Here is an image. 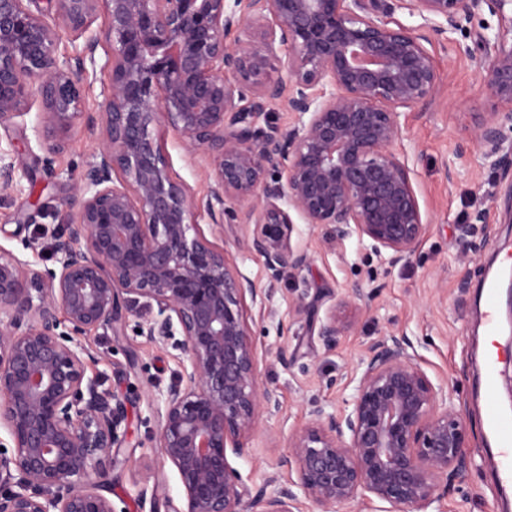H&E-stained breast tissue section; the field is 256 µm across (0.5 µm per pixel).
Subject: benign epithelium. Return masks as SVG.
<instances>
[{
  "mask_svg": "<svg viewBox=\"0 0 512 512\" xmlns=\"http://www.w3.org/2000/svg\"><path fill=\"white\" fill-rule=\"evenodd\" d=\"M0 0V126L25 121L53 153L82 117L80 75L103 76L101 143L63 203L55 267L0 246V512H118L107 496L126 400L87 375L81 339L135 328L178 347L186 381L162 394L155 447L175 469L185 510L317 512L374 500L388 512H429L467 469L466 425L448 388L432 382L414 345L394 334L370 345L353 373L350 409L316 404L288 436L279 464L296 480L251 490L229 460L264 413L279 407L262 382L245 300L272 313L276 283L301 268L293 215L334 224L374 253L409 259L426 230L408 163L394 152L400 115L432 101L443 35L497 18L461 56L480 55L499 109L475 130L483 159L512 179V0ZM417 16L408 27L396 11ZM106 16L102 31L93 29ZM261 30V44L244 38ZM83 41L72 56L58 45ZM110 45L104 59L100 41ZM282 54L286 81H263ZM280 105L295 115L282 129ZM170 128L209 161L213 184L195 198L172 173L161 143ZM19 165L0 150V192L17 190ZM245 234L270 271L257 288L232 270L199 220ZM353 286L330 307L319 336L333 340L362 300Z\"/></svg>",
  "mask_w": 512,
  "mask_h": 512,
  "instance_id": "obj_1",
  "label": "benign epithelium"
}]
</instances>
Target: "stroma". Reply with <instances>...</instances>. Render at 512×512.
Instances as JSON below:
<instances>
[{"instance_id":"obj_1","label":"stroma","mask_w":512,"mask_h":512,"mask_svg":"<svg viewBox=\"0 0 512 512\" xmlns=\"http://www.w3.org/2000/svg\"><path fill=\"white\" fill-rule=\"evenodd\" d=\"M436 62L441 74L436 98L425 109L402 114V138L394 147L408 161L428 222L416 256L396 261L387 252L378 257L357 237L336 239L334 225L299 221L292 243L308 254V263L283 273L273 316L260 318L258 305L247 306L261 377L277 389L280 399L279 410L263 415L246 438V453L231 460L248 486H262L274 474L288 481L278 451L287 448L289 434L307 423L313 404L329 413L343 412L354 393L353 371L366 348L394 333L408 337L432 381L447 386L468 432L469 468L433 504V512H512V487L502 484L499 461L489 451L487 408L478 389L483 371L478 350L488 342L475 329L481 288L501 274L495 264L500 254L512 253V224L503 221V201L512 192V181L496 178L483 166L472 140L479 117L496 107L479 62L457 58L448 46L438 48ZM83 90L84 116L59 154L40 145L32 128H0V148L21 161L22 187L21 193L0 196V245L19 249L20 239L40 230L43 250L37 264L42 268L51 264L49 246L60 227L56 211L72 195L74 180L88 168L98 147L100 78L87 76ZM163 143L175 177L194 196L205 197L212 181L201 154L180 148L170 133ZM478 209L485 211V223H468L467 215ZM464 233L476 243L477 252L461 253L458 242ZM209 239L223 249L231 268L257 287H266L265 267L243 241L216 232ZM355 284L362 285L366 296L352 328L324 342L318 331L327 310ZM299 294L311 307L301 316L293 304ZM497 317V334L490 342L499 354L495 390L510 409L512 294L504 288L498 293ZM86 344L94 355L88 375L100 377L106 389L127 400L122 462L112 470L113 502L124 512H147L138 491L161 473L166 484L158 512L181 505L178 476L171 465L162 464L154 437L158 393L181 379L183 354L130 328L121 336L108 332L90 337ZM274 442L279 445L275 451L270 448Z\"/></svg>"}]
</instances>
